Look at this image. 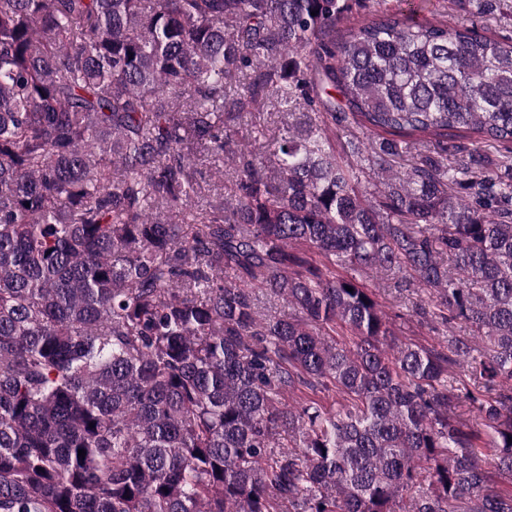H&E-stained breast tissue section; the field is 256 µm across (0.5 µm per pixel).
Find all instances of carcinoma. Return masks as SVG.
<instances>
[{
	"instance_id": "carcinoma-1",
	"label": "carcinoma",
	"mask_w": 512,
	"mask_h": 512,
	"mask_svg": "<svg viewBox=\"0 0 512 512\" xmlns=\"http://www.w3.org/2000/svg\"><path fill=\"white\" fill-rule=\"evenodd\" d=\"M361 2L0 0V512H512V37L466 24L512 0L325 41ZM273 95L276 185L236 141ZM372 273L473 336L396 342ZM271 103H268L261 114L258 112L247 114L244 122L241 123L239 138L241 135L247 134V129L250 130L253 125H264L269 128L267 139L254 142L250 140L248 150H251L257 157H266L272 150L271 139L274 136L283 133V129L288 125L295 123V119L299 112H307V105L302 99H299L291 106L285 107L272 96ZM272 113V114H271ZM208 163L201 166L203 172L202 177L211 185L212 191L210 192L209 200L213 202L224 200L225 196L230 192L232 182L236 176V167L234 163L228 162L224 165V174H215L214 171L208 167Z\"/></svg>"
}]
</instances>
